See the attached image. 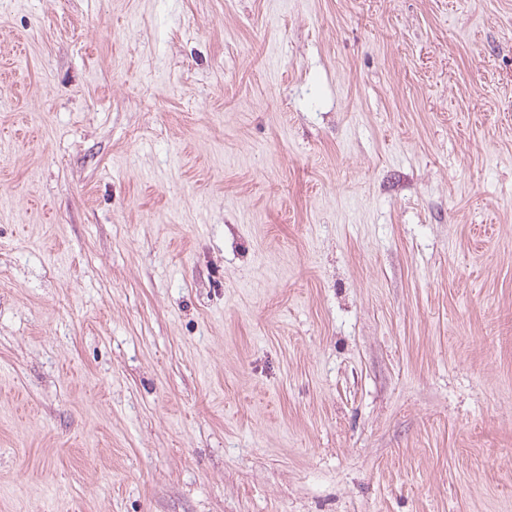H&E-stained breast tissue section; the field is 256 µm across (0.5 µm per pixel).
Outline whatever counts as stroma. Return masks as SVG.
<instances>
[{"instance_id":"1","label":"stroma","mask_w":512,"mask_h":512,"mask_svg":"<svg viewBox=\"0 0 512 512\" xmlns=\"http://www.w3.org/2000/svg\"><path fill=\"white\" fill-rule=\"evenodd\" d=\"M0 512H512V0H0Z\"/></svg>"}]
</instances>
